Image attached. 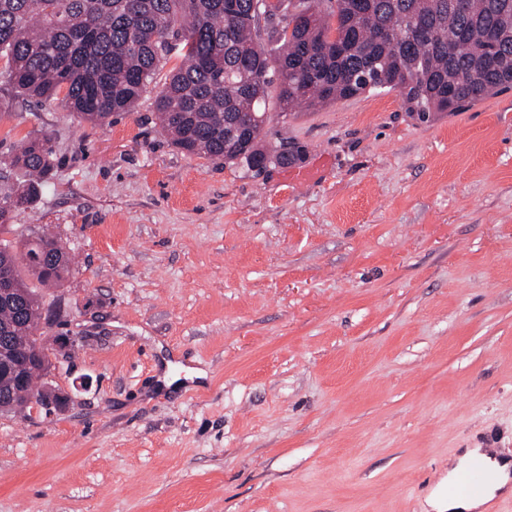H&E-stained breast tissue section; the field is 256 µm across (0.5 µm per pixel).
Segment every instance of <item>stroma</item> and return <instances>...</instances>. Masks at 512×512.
Masks as SVG:
<instances>
[{
  "label": "stroma",
  "instance_id": "1",
  "mask_svg": "<svg viewBox=\"0 0 512 512\" xmlns=\"http://www.w3.org/2000/svg\"><path fill=\"white\" fill-rule=\"evenodd\" d=\"M184 61L105 125L0 83V191L24 139L54 150L6 238L71 254L35 334L74 396L0 413V512H434L449 457L512 459V89L429 122L394 91L272 104L300 156L252 170L160 126Z\"/></svg>",
  "mask_w": 512,
  "mask_h": 512
}]
</instances>
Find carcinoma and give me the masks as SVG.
Here are the masks:
<instances>
[{"label":"carcinoma","instance_id":"carcinoma-1","mask_svg":"<svg viewBox=\"0 0 512 512\" xmlns=\"http://www.w3.org/2000/svg\"><path fill=\"white\" fill-rule=\"evenodd\" d=\"M328 2L329 12L321 10ZM260 11L281 16L270 48L255 42L254 0H0V79L40 103L61 101L78 117L105 123L136 106L166 49L184 42L185 64L155 101L163 129L188 154L228 163L281 164L262 143L268 88H278L283 111L315 109L366 91H395L406 111L426 120L457 112L512 87V0H307L312 17L259 0ZM336 18L331 27L326 15ZM256 119L230 134L236 114ZM16 161L31 176L9 207L21 211L53 168L50 140L28 139ZM26 256L39 284L59 286L71 258L57 237L42 233ZM22 294L0 301V336L18 350L33 337L43 310L20 275L10 242L0 244V274ZM0 381V401L35 392Z\"/></svg>","mask_w":512,"mask_h":512}]
</instances>
